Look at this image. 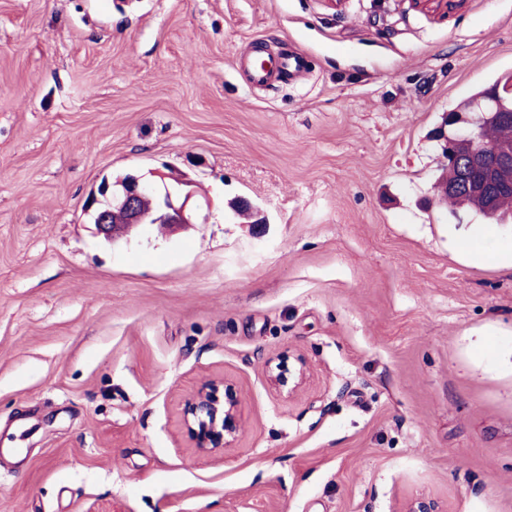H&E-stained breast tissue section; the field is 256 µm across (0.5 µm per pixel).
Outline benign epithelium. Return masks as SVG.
<instances>
[{
    "label": "benign epithelium",
    "mask_w": 512,
    "mask_h": 512,
    "mask_svg": "<svg viewBox=\"0 0 512 512\" xmlns=\"http://www.w3.org/2000/svg\"><path fill=\"white\" fill-rule=\"evenodd\" d=\"M412 10L448 17L465 0H406ZM499 89L488 90L466 107L443 114L433 138L443 152V166L456 171L452 182L439 178L442 198L450 196L482 202L490 213H499L504 198L512 203V141L494 146L482 143L480 134L490 126L512 124V111L498 106ZM146 181L128 175L115 182L104 181L94 188L85 203L97 232L115 241L138 226L163 224L176 231L193 223L202 204L195 201L191 182L175 177L173 183ZM270 386L294 392L307 379V367L297 359L294 369L282 362L266 363ZM240 428V399L235 382L223 376L202 380L183 400L181 430L196 452L217 455L234 447ZM405 512H443L439 502L429 496L411 500Z\"/></svg>",
    "instance_id": "1"
}]
</instances>
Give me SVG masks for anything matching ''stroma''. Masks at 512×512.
<instances>
[{
    "mask_svg": "<svg viewBox=\"0 0 512 512\" xmlns=\"http://www.w3.org/2000/svg\"><path fill=\"white\" fill-rule=\"evenodd\" d=\"M257 45L307 73L249 88ZM496 78L512 0H0V512H512V252L435 201L433 132ZM158 171L207 223L99 235L90 190ZM215 374L209 456L180 410ZM412 10L430 12L448 17L462 6L465 0H403ZM278 363L274 366L275 359L266 363L267 376L270 386L275 390H281L288 385V392L297 391L307 379V367L301 358H297V366L291 371L284 363L277 358ZM239 428L240 399L232 380L205 378L184 398L181 430L196 452L223 454L234 447Z\"/></svg>",
    "mask_w": 512,
    "mask_h": 512,
    "instance_id": "1",
    "label": "stroma"
}]
</instances>
